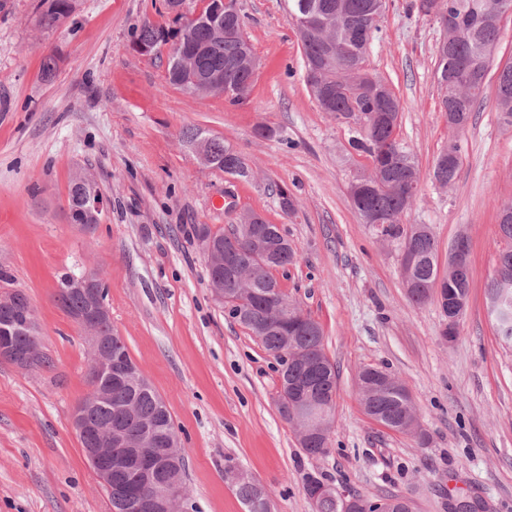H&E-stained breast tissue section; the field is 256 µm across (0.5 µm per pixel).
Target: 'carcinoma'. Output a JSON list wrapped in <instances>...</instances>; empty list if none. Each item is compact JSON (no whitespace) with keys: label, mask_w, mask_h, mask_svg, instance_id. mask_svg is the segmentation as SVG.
<instances>
[{"label":"carcinoma","mask_w":512,"mask_h":512,"mask_svg":"<svg viewBox=\"0 0 512 512\" xmlns=\"http://www.w3.org/2000/svg\"><path fill=\"white\" fill-rule=\"evenodd\" d=\"M41 6L50 17L47 27L61 16L72 12V0H41ZM440 8L458 19L450 30L453 54L437 49V84L441 90V107L469 123L476 103L484 92L481 72L489 69L492 53L498 44L504 19L512 13V0H441ZM380 4L377 0H288V15L298 24L305 12L314 14L317 26L313 34L300 37L305 70L317 71V81L334 87L328 97L315 95L319 109L336 119H351L355 123L350 147L367 155L371 165L353 177L349 196L353 207L362 219L371 216L384 218L380 234L386 240H397L409 247L415 262L403 272L409 299L423 305L435 283L443 284L447 303L468 300L469 289L461 288L448 275L440 274L437 242L425 224L408 228L401 225L402 215L411 207L417 194L420 170L411 151L397 138L401 103L388 82L368 68L357 69L354 63L366 61L369 33L379 29ZM181 37L182 46L197 54L200 70L204 73L224 74V85L233 96L229 102H243L253 84L256 72L250 68L245 42L246 34L236 38H214L206 24L190 26L173 18V26L165 28L149 20L143 21L133 44L154 45L156 54L166 39ZM508 73V85H497V112L503 125L512 128V61L503 66ZM190 144L203 143L204 152L213 160V167L235 179H249L253 170L245 159L228 165V155L233 147L217 138L203 136L198 128H189L182 134ZM462 165L461 146L448 143L437 156L433 167V180L446 188L455 182ZM264 245H245L243 265L233 279L220 277L213 292L230 313L242 311L250 322L241 323L248 333L278 362L280 393L278 411L286 421L290 388H298L326 405L325 415L334 418L336 398V368L324 352L321 328L306 327L302 316L296 312L281 320L270 314L266 295L278 285L275 273L285 270L296 260L289 242L276 234V225ZM501 260L494 278L489 282L487 295L495 291V283L508 284L507 294L512 299V246ZM55 300L71 318L79 316L85 307L79 295L58 289ZM102 335L112 343V353L132 362L123 339L104 323ZM315 355L322 363L309 366L301 358ZM379 370L365 368L358 379L367 382L360 392L368 416L396 431L410 418L413 401L403 389L378 380ZM110 397L95 407L89 423L91 435L86 443L98 447L94 432L110 426L139 436L146 429L158 432H176L172 415L161 396L141 375L127 382L103 383ZM237 491L248 512H259L254 507L258 484L243 479L236 482ZM361 504L360 510L345 508L344 502L334 494L320 499L316 512H364L372 509L374 502L352 495ZM383 512H412L411 500L403 495H390L379 499Z\"/></svg>","instance_id":"1"}]
</instances>
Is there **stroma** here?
I'll use <instances>...</instances> for the list:
<instances>
[{"mask_svg":"<svg viewBox=\"0 0 512 512\" xmlns=\"http://www.w3.org/2000/svg\"><path fill=\"white\" fill-rule=\"evenodd\" d=\"M389 0L369 69L401 101L398 134L420 183L404 224L430 225L440 265L458 236L470 244L471 284L455 339L438 300L413 304L397 242L378 236L348 187L366 155L348 125L321 112L305 84L288 0H237L261 60L247 99L196 100L172 86L166 63L138 54L143 20L168 26L164 0H73L59 27L39 25L40 0L0 10V292L30 301L47 366L0 361V512H111L86 461L72 414L89 391L81 330L55 301L64 276L101 274L112 325L168 406L188 450L180 512H245L227 468L264 485L272 512H314L309 478L377 500L411 498L413 512H512V346L487 314V285L505 242L498 215L512 203V129L496 111V71L467 127L449 128L436 81L441 30L434 18ZM58 59L47 79L41 60ZM276 129L256 136L257 126ZM189 127L230 142L254 176L202 164ZM458 140L454 184L432 180L436 157ZM90 173L110 201L102 224H72L68 186ZM296 200L284 212L276 193ZM252 211L280 225L297 261L277 278L323 332L336 367L328 452L311 457L277 408L279 366L231 319L208 286L196 230L221 232ZM400 378L424 438L365 413L357 375Z\"/></svg>","mask_w":512,"mask_h":512,"instance_id":"obj_1","label":"stroma"}]
</instances>
